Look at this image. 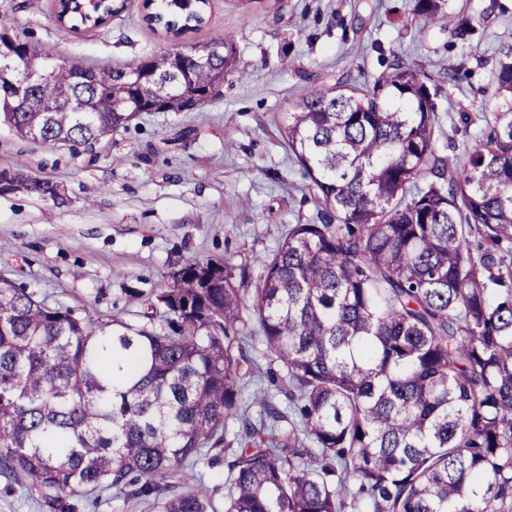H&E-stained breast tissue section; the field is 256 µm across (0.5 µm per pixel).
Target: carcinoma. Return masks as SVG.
I'll return each mask as SVG.
<instances>
[{
  "label": "carcinoma",
  "instance_id": "carcinoma-1",
  "mask_svg": "<svg viewBox=\"0 0 512 512\" xmlns=\"http://www.w3.org/2000/svg\"><path fill=\"white\" fill-rule=\"evenodd\" d=\"M179 35L208 0H150ZM444 0H415L428 22ZM59 0L71 28L125 9ZM0 43L49 66L52 93L14 108L0 72V122L22 138L75 150L158 105L204 104L243 76L220 32L169 52L98 68L55 58L14 33ZM442 86L418 66L359 89L304 90L284 113V142L309 179L317 220L288 229L255 288L234 268L186 262L136 325L51 306L0 276V475L53 512L89 492L153 501L161 512H217L175 481L218 446L224 512H512V47L496 72L503 99L485 141L455 178L434 145ZM53 200L55 183L0 172ZM259 339L284 389L241 417V342ZM238 429L227 438L226 423Z\"/></svg>",
  "mask_w": 512,
  "mask_h": 512
}]
</instances>
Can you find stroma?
<instances>
[{"instance_id": "35a3bbf8", "label": "stroma", "mask_w": 512, "mask_h": 512, "mask_svg": "<svg viewBox=\"0 0 512 512\" xmlns=\"http://www.w3.org/2000/svg\"><path fill=\"white\" fill-rule=\"evenodd\" d=\"M412 0H209L204 22L182 35L230 36L242 79L183 112H144L89 148L23 139L0 124V170L50 180L62 198L0 193V272L49 304L108 322L141 323L150 297L192 258L263 272L289 225L307 224L317 202L279 131L308 83L360 84L395 59L444 79L435 149L456 173L485 139L500 99L494 73L512 46V0H446L419 26ZM28 39L95 66L170 49L177 39L147 21L144 0L100 27L70 29L58 0H0ZM289 57L290 67L280 65ZM222 452L182 476L224 497Z\"/></svg>"}]
</instances>
